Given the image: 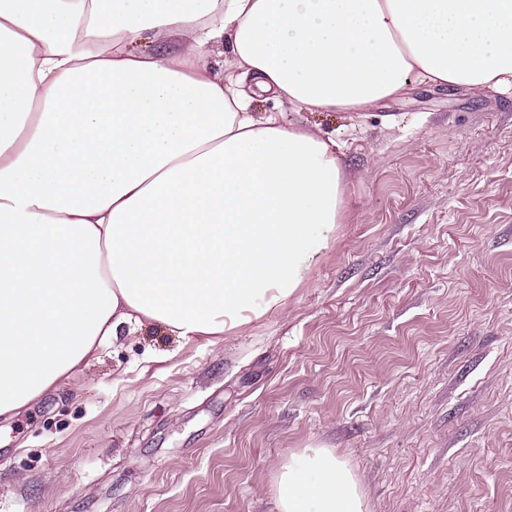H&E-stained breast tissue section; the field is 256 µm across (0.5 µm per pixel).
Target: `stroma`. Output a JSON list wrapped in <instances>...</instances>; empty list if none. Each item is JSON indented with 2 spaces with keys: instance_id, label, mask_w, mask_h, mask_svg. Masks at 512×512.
I'll use <instances>...</instances> for the list:
<instances>
[{
  "instance_id": "35a3bbf8",
  "label": "stroma",
  "mask_w": 512,
  "mask_h": 512,
  "mask_svg": "<svg viewBox=\"0 0 512 512\" xmlns=\"http://www.w3.org/2000/svg\"><path fill=\"white\" fill-rule=\"evenodd\" d=\"M290 119L341 146L325 257L247 330L121 328L0 418V512H277L307 448L365 512H512V89Z\"/></svg>"
}]
</instances>
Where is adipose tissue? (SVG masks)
<instances>
[{
  "label": "adipose tissue",
  "instance_id": "obj_1",
  "mask_svg": "<svg viewBox=\"0 0 512 512\" xmlns=\"http://www.w3.org/2000/svg\"><path fill=\"white\" fill-rule=\"evenodd\" d=\"M414 84L512 89V0H0V418L122 326L190 341L284 309L347 207L338 144L286 111ZM275 505L364 512L325 448Z\"/></svg>",
  "mask_w": 512,
  "mask_h": 512
}]
</instances>
